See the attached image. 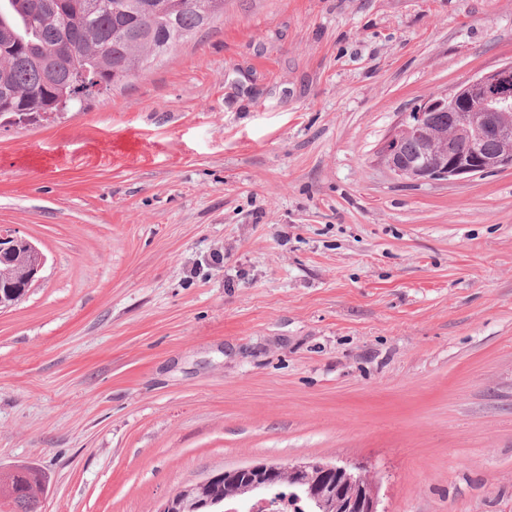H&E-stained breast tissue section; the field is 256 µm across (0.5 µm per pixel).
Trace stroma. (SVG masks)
<instances>
[{
  "instance_id": "35a3bbf8",
  "label": "stroma",
  "mask_w": 512,
  "mask_h": 512,
  "mask_svg": "<svg viewBox=\"0 0 512 512\" xmlns=\"http://www.w3.org/2000/svg\"><path fill=\"white\" fill-rule=\"evenodd\" d=\"M512 61V0H224L150 68L0 124V470L158 512L255 462L381 512H512V171L411 182L404 114ZM22 257H29L25 267L23 281L28 290L39 278V274L45 265L46 257L43 252L29 239L3 231L0 229V284L22 280L23 263L17 262ZM17 262V263H15ZM15 263V264H13ZM13 264V265H3Z\"/></svg>"
}]
</instances>
